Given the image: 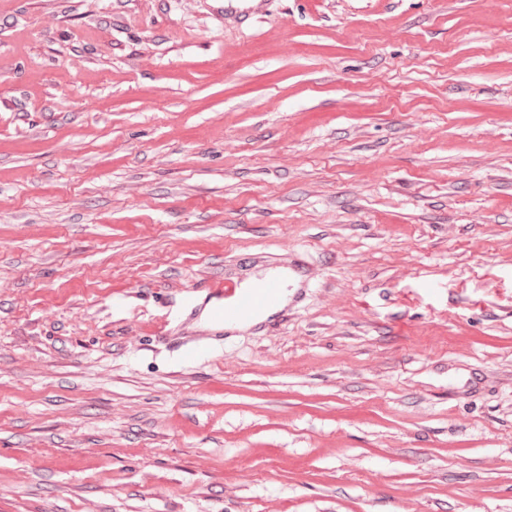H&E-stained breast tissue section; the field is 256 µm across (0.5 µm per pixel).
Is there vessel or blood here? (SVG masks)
<instances>
[{
	"label": "vessel or blood",
	"instance_id": "vessel-or-blood-1",
	"mask_svg": "<svg viewBox=\"0 0 512 512\" xmlns=\"http://www.w3.org/2000/svg\"><path fill=\"white\" fill-rule=\"evenodd\" d=\"M308 286V269L299 259L289 262L287 270H274L249 283L228 276L198 289L179 321L153 325L152 334L172 343L183 359L192 360L203 353L211 337L240 326L258 330L272 317L285 316L290 301H301Z\"/></svg>",
	"mask_w": 512,
	"mask_h": 512
}]
</instances>
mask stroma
<instances>
[{
	"mask_svg": "<svg viewBox=\"0 0 512 512\" xmlns=\"http://www.w3.org/2000/svg\"><path fill=\"white\" fill-rule=\"evenodd\" d=\"M223 3L0 0V512H512V0ZM250 283L225 275L224 280L209 282L204 288H194L197 298H191L182 317L176 322H162L151 326L152 335L159 340L174 343L184 360H194L206 348L205 340L211 336L231 335L232 327L250 326L255 330L266 327L272 317H284L290 303L297 304L305 296L309 286L307 266L301 259L288 263V270L272 269ZM288 278V303L283 295L281 281ZM175 324V326H171Z\"/></svg>",
	"mask_w": 512,
	"mask_h": 512,
	"instance_id": "1",
	"label": "stroma"
}]
</instances>
